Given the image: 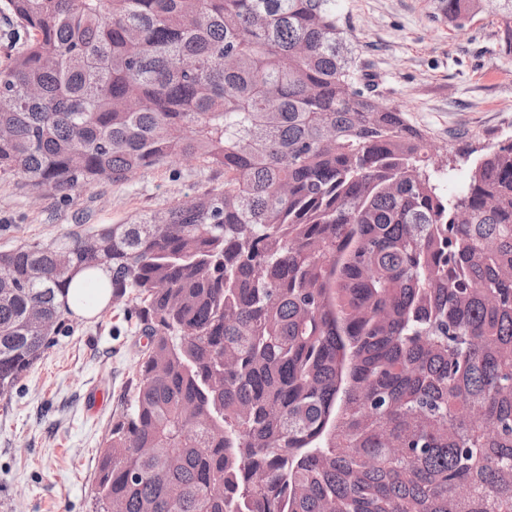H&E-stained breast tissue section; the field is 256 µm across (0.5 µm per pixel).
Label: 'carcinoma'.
I'll return each instance as SVG.
<instances>
[{
	"instance_id": "obj_1",
	"label": "carcinoma",
	"mask_w": 512,
	"mask_h": 512,
	"mask_svg": "<svg viewBox=\"0 0 512 512\" xmlns=\"http://www.w3.org/2000/svg\"><path fill=\"white\" fill-rule=\"evenodd\" d=\"M489 8L512 51V0H436L459 27ZM0 15L21 43L0 176L70 197L175 157L224 170L189 208L0 252V395L82 273L110 272L148 339L97 512H512V142L442 194L424 135L357 80L334 0Z\"/></svg>"
}]
</instances>
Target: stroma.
Instances as JSON below:
<instances>
[{
    "label": "stroma",
    "mask_w": 512,
    "mask_h": 512,
    "mask_svg": "<svg viewBox=\"0 0 512 512\" xmlns=\"http://www.w3.org/2000/svg\"><path fill=\"white\" fill-rule=\"evenodd\" d=\"M336 15L383 102L426 133L435 166H450L437 177L442 191L462 190L473 165L460 145L512 139V53L503 50L497 17L486 12L459 28L437 15L434 0H336ZM223 181V170L173 159L63 200L0 177V252L121 224ZM67 324L0 396V512H95L99 450L133 399L144 341L119 304Z\"/></svg>",
    "instance_id": "stroma-1"
}]
</instances>
